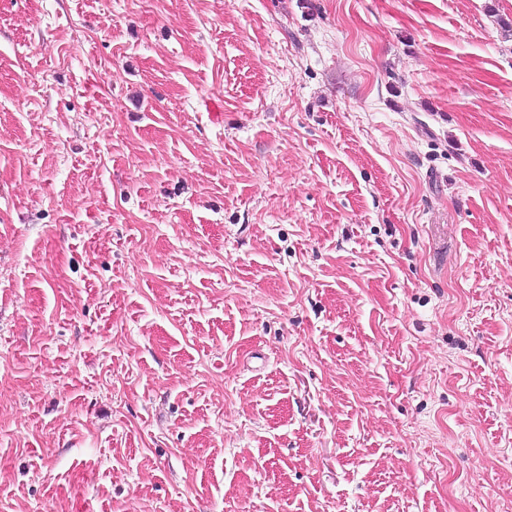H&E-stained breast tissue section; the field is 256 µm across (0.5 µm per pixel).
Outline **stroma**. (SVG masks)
<instances>
[{"label": "stroma", "instance_id": "obj_1", "mask_svg": "<svg viewBox=\"0 0 512 512\" xmlns=\"http://www.w3.org/2000/svg\"><path fill=\"white\" fill-rule=\"evenodd\" d=\"M0 512H512V0H0Z\"/></svg>", "mask_w": 512, "mask_h": 512}]
</instances>
